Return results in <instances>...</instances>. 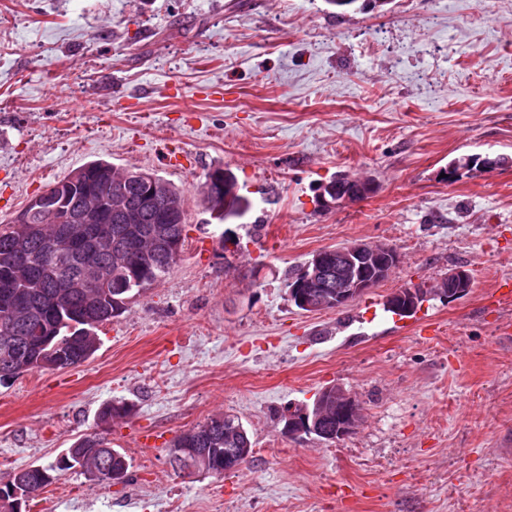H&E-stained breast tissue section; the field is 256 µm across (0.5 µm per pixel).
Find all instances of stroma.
I'll return each instance as SVG.
<instances>
[{"label": "stroma", "instance_id": "stroma-1", "mask_svg": "<svg viewBox=\"0 0 512 512\" xmlns=\"http://www.w3.org/2000/svg\"><path fill=\"white\" fill-rule=\"evenodd\" d=\"M512 0H0V222L93 160L157 172L188 198L173 271L101 326L83 365L0 386V471L47 465L103 432L126 481L56 473L29 512H512ZM230 169L253 209L232 231L199 203ZM371 180L323 208L336 173ZM381 241L400 262L337 310L285 283L318 250ZM467 269L455 300L410 317L392 292ZM339 385L362 423L291 439L288 406ZM224 412L253 443L224 476L182 477L164 450ZM511 162L508 157H495V158H482L476 155H463L454 158L448 163L449 175L456 174L459 170H465L466 172H486L499 167H503Z\"/></svg>", "mask_w": 512, "mask_h": 512}]
</instances>
